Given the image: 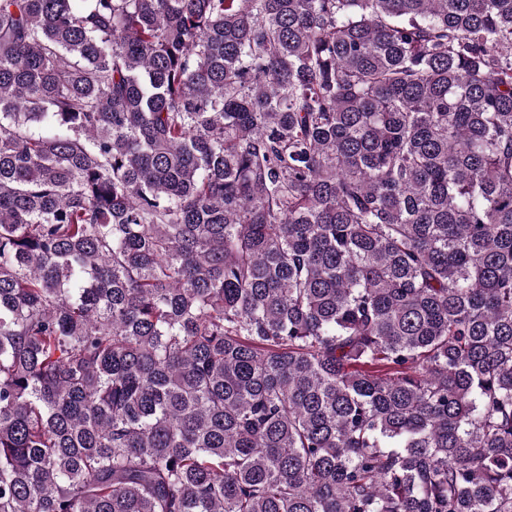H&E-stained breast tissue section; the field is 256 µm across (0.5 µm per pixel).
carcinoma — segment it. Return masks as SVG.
Wrapping results in <instances>:
<instances>
[{
  "mask_svg": "<svg viewBox=\"0 0 512 512\" xmlns=\"http://www.w3.org/2000/svg\"><path fill=\"white\" fill-rule=\"evenodd\" d=\"M0 512H512V0H0Z\"/></svg>",
  "mask_w": 512,
  "mask_h": 512,
  "instance_id": "1",
  "label": "carcinoma"
}]
</instances>
